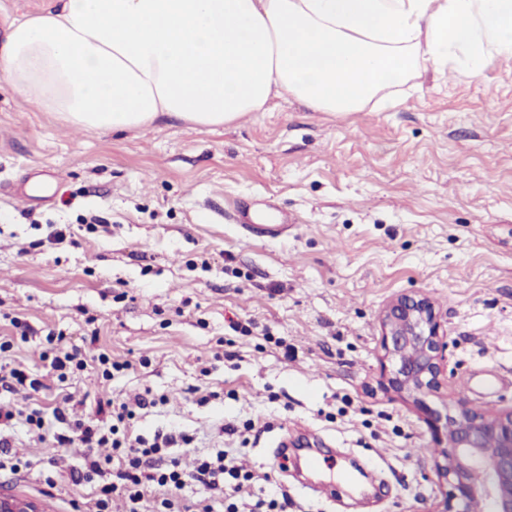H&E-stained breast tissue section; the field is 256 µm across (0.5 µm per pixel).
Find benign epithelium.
<instances>
[{"label":"benign epithelium","instance_id":"1","mask_svg":"<svg viewBox=\"0 0 512 512\" xmlns=\"http://www.w3.org/2000/svg\"><path fill=\"white\" fill-rule=\"evenodd\" d=\"M381 347L387 388L424 409L443 445L438 476L450 490L440 512H471L478 499L491 512H512V407L480 412L459 398L442 408L426 398L448 382V341L440 334L434 305L423 295L393 300L382 317ZM0 512H46L37 501L0 494Z\"/></svg>","mask_w":512,"mask_h":512}]
</instances>
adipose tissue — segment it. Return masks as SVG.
<instances>
[{
    "label": "adipose tissue",
    "mask_w": 512,
    "mask_h": 512,
    "mask_svg": "<svg viewBox=\"0 0 512 512\" xmlns=\"http://www.w3.org/2000/svg\"><path fill=\"white\" fill-rule=\"evenodd\" d=\"M495 56L512 58V0H63L10 21L0 78L80 128L209 130L275 93L389 111L421 69L478 78Z\"/></svg>",
    "instance_id": "1"
}]
</instances>
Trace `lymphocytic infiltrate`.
Instances as JSON below:
<instances>
[{
    "label": "lymphocytic infiltrate",
    "instance_id": "obj_1",
    "mask_svg": "<svg viewBox=\"0 0 512 512\" xmlns=\"http://www.w3.org/2000/svg\"><path fill=\"white\" fill-rule=\"evenodd\" d=\"M156 404V399L146 395L120 401L104 393L97 398L94 413L79 415L57 408L48 417L33 408L24 421L52 449L111 448V460L88 458L70 475L76 485L97 483L92 512H110L116 494L125 498L127 512H212L209 500L213 497L227 501L226 512H238L232 499L253 476L227 462L225 454L199 458L194 470L187 472L169 454L170 448L187 442V435L158 431L150 439L128 436L127 425L137 411ZM191 484L205 492V499L183 496V489Z\"/></svg>",
    "mask_w": 512,
    "mask_h": 512
}]
</instances>
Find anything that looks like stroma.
Masks as SVG:
<instances>
[{
  "label": "stroma",
  "mask_w": 512,
  "mask_h": 512,
  "mask_svg": "<svg viewBox=\"0 0 512 512\" xmlns=\"http://www.w3.org/2000/svg\"><path fill=\"white\" fill-rule=\"evenodd\" d=\"M250 199L255 223L299 221L253 236L233 218ZM407 294L448 336L455 374L430 405H512V59L477 79L424 70L389 111L282 95L212 130L77 128L0 83V365L42 383L0 395L14 410L68 395L88 414L101 391L148 390L161 402L132 434L176 430L184 467L223 451L265 477L237 502L280 486L288 512H435L427 416L382 385V315ZM51 332L119 370L58 378ZM7 438L22 467L0 470L1 493L87 512L96 484L70 481L83 449L48 452L21 422ZM309 450L326 460L314 476Z\"/></svg>",
  "instance_id": "obj_1"
}]
</instances>
